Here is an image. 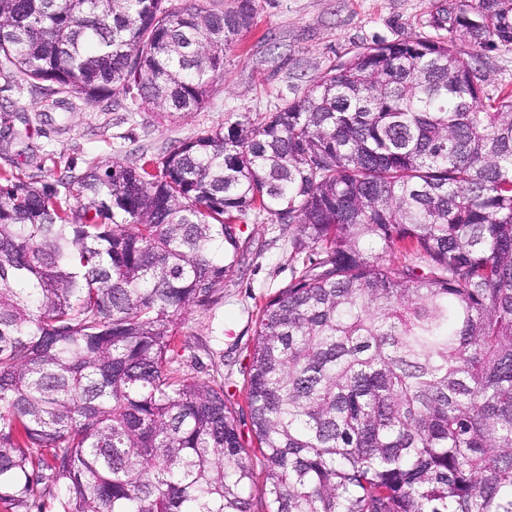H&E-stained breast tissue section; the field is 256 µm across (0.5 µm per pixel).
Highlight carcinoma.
I'll use <instances>...</instances> for the list:
<instances>
[{
	"mask_svg": "<svg viewBox=\"0 0 512 512\" xmlns=\"http://www.w3.org/2000/svg\"><path fill=\"white\" fill-rule=\"evenodd\" d=\"M255 0H0V77L203 108ZM379 41L279 110L135 165L0 169L5 512H512V0ZM250 212L318 250L260 307L246 403L183 373ZM404 261L395 263L391 255ZM464 53H478L484 63L483 69L487 75V90L496 93L501 88L512 89V51L501 50L485 53L475 52L469 44L459 43Z\"/></svg>",
	"mask_w": 512,
	"mask_h": 512,
	"instance_id": "obj_1",
	"label": "carcinoma"
}]
</instances>
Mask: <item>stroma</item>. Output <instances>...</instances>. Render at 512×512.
<instances>
[{
    "label": "stroma",
    "mask_w": 512,
    "mask_h": 512,
    "mask_svg": "<svg viewBox=\"0 0 512 512\" xmlns=\"http://www.w3.org/2000/svg\"><path fill=\"white\" fill-rule=\"evenodd\" d=\"M444 2L257 0L254 23L226 48L224 73L204 108L176 119L145 104L106 111L77 99L60 109L51 96L0 79V169L80 172L90 161L134 165L143 156L166 154L202 130L276 111L331 66L374 42L434 36L428 21ZM242 224L248 250L240 269L225 281L222 301L182 319L188 333L224 334L223 358L197 351L185 374L223 381L232 394L243 391L256 310L288 285L299 260L295 227L270 223L263 215L246 216Z\"/></svg>",
    "instance_id": "stroma-1"
}]
</instances>
